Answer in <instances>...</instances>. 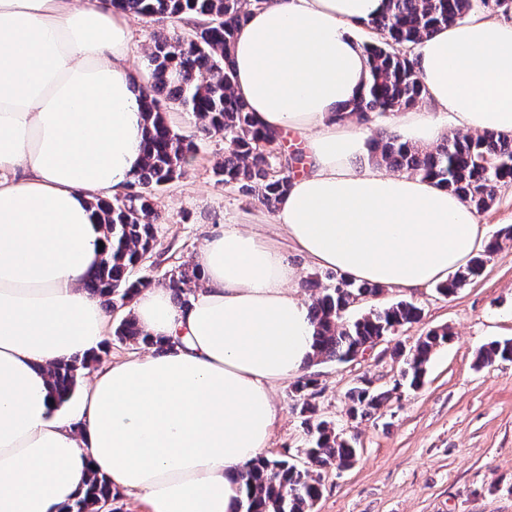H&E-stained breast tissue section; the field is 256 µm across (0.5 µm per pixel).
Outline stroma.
I'll return each mask as SVG.
<instances>
[{
	"label": "stroma",
	"mask_w": 512,
	"mask_h": 512,
	"mask_svg": "<svg viewBox=\"0 0 512 512\" xmlns=\"http://www.w3.org/2000/svg\"><path fill=\"white\" fill-rule=\"evenodd\" d=\"M223 155V137L198 139L184 174L157 191L163 220L141 275L164 284L210 235L234 224L287 253L302 282L334 284L336 270L310 264L277 234L273 211L216 181L212 168ZM400 300L421 309L418 322L355 360L308 368L312 413H301L294 380L275 386L278 417L265 456L304 465L308 429L324 421L352 441L357 458L350 467L324 470L315 512H512V361L482 365L477 359L483 346L512 339V244L454 296L432 286L388 287L377 302ZM440 326L450 327L453 339L432 356L423 386L401 385L402 350ZM363 378L390 396L377 413L353 418L346 394Z\"/></svg>",
	"instance_id": "1"
}]
</instances>
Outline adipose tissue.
Wrapping results in <instances>:
<instances>
[{"mask_svg": "<svg viewBox=\"0 0 512 512\" xmlns=\"http://www.w3.org/2000/svg\"><path fill=\"white\" fill-rule=\"evenodd\" d=\"M383 0H279L249 8L231 49L234 92L260 126L302 135L275 226L312 263L408 291L446 281L477 252L471 207L435 180L367 166L340 111L368 81L356 32ZM112 0H0V512H62L89 473L148 512H236L241 471L267 448L273 387L313 354L295 269L230 224L197 249L188 305L170 288L133 300L166 352L99 368L69 410L48 370L99 351L111 319L85 287L105 238L96 199L143 161V84ZM420 110L402 141L448 127L512 138V15L473 14L421 40Z\"/></svg>", "mask_w": 512, "mask_h": 512, "instance_id": "ef3b65f1", "label": "adipose tissue"}]
</instances>
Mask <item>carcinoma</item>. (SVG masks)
I'll return each instance as SVG.
<instances>
[{
  "label": "carcinoma",
  "instance_id": "1",
  "mask_svg": "<svg viewBox=\"0 0 512 512\" xmlns=\"http://www.w3.org/2000/svg\"><path fill=\"white\" fill-rule=\"evenodd\" d=\"M255 6L276 0H113L125 11L159 23H182L192 27L185 38L177 33L156 39L148 53L144 107L148 125L144 163L127 192L100 199L96 209L108 228L100 265L89 272L86 288L117 314L114 336L120 341L141 343L155 351L165 345L139 328L131 313L121 314L137 292L151 281L133 277V271L151 257L157 241L161 214L154 207V191L179 178L196 144L176 133L164 118L169 102L198 119L203 136L224 137V159L213 172L226 185H236L262 206L273 209L288 189L292 163L278 162L273 151L281 133L255 125L246 103L234 95L233 64L228 53L245 16L248 2ZM512 12V0H384L380 15L369 22L381 37L367 44L369 79L366 91L350 105L348 115L358 122L413 106L422 98L423 86L414 59L406 48L436 30L449 27L473 11ZM371 156L397 171L438 180L462 197L475 211L488 208L500 185L512 181V138L483 132L454 134L433 147L409 145L401 137L379 128L374 132ZM512 243V225L500 229L482 253L448 276L439 290L455 294L477 276L485 261L502 245ZM199 275L194 268L175 269L166 286L177 302L186 304ZM382 287L357 284L341 277L325 288L309 306L314 327V353L310 365L351 360L358 349L378 336H390L420 319V309L409 301L373 308L356 319L346 311L359 300L378 296ZM451 339L448 328L434 329L410 349L403 377L419 387L427 373L433 351ZM512 359V339L495 341L479 353L481 364ZM96 358L74 357L50 370V387L58 404L74 394L82 371ZM389 392L363 383L352 388L350 413L377 412ZM307 466L286 459L260 457L241 473L244 496L236 512H313L321 496L322 471L331 466L346 468L356 459V448L325 423L311 430ZM117 494L107 482L91 477L83 496L67 504L62 512H100Z\"/></svg>",
  "mask_w": 512,
  "mask_h": 512
}]
</instances>
